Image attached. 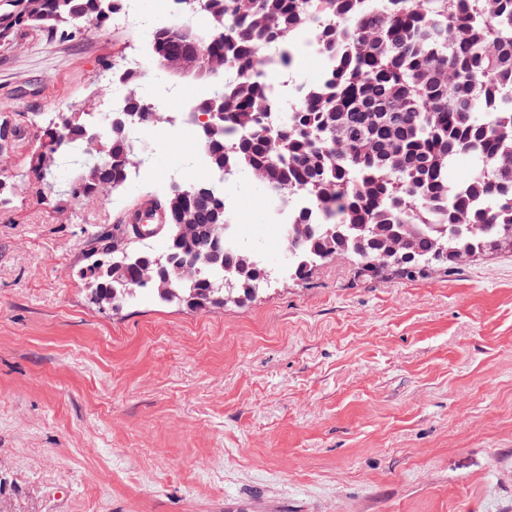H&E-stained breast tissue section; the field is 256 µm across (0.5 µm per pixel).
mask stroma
Instances as JSON below:
<instances>
[{
    "mask_svg": "<svg viewBox=\"0 0 512 512\" xmlns=\"http://www.w3.org/2000/svg\"><path fill=\"white\" fill-rule=\"evenodd\" d=\"M273 85L319 81L311 34ZM145 48L135 23L0 46V114L48 122L123 94L103 72ZM161 111L207 89L155 62ZM125 190L59 210L17 141L0 162V506L5 512H512V253L406 279L351 260L272 279L251 301L191 309L90 300L80 274L126 213L201 161L193 130L140 133ZM240 242L286 251L267 191L232 188Z\"/></svg>",
    "mask_w": 512,
    "mask_h": 512,
    "instance_id": "35a3bbf8",
    "label": "stroma"
}]
</instances>
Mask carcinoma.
Here are the masks:
<instances>
[{"instance_id": "cac0c4a2", "label": "carcinoma", "mask_w": 512, "mask_h": 512, "mask_svg": "<svg viewBox=\"0 0 512 512\" xmlns=\"http://www.w3.org/2000/svg\"><path fill=\"white\" fill-rule=\"evenodd\" d=\"M122 0H0V44L31 29L73 36L102 28ZM206 31L191 26L156 30L154 55L189 53L224 58V72L201 77L210 93L198 104L207 116L199 137L217 172L252 171L268 190L301 191L332 221L315 224L307 212L291 223L308 234L291 254L289 276L305 280L318 265L355 261L366 276L414 278L457 265L462 253L512 238V0H203ZM333 19L317 43L329 66L321 80L300 88L296 106L280 111L266 76L293 67L291 47L311 17ZM267 46L277 47L267 53ZM132 90L127 111L138 128L170 123L146 105L139 78L118 73ZM88 112L38 126L43 142L77 169L66 197L110 195L133 181L134 136L125 122L101 139L106 161L87 166ZM469 155L479 167L457 182L448 166ZM167 192L155 206L169 222L162 252L108 253L83 275L99 304L118 306L141 293L195 309L239 303L270 274L246 249L224 245L229 223L224 192L208 180ZM197 216L194 234L175 225ZM220 250L200 273L178 268ZM171 274L160 293L135 285L141 270Z\"/></svg>"}]
</instances>
